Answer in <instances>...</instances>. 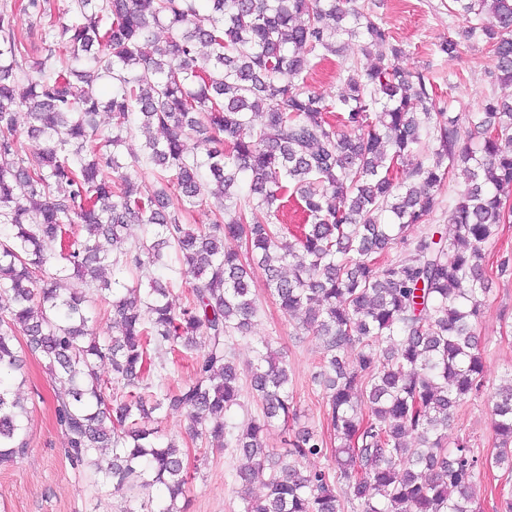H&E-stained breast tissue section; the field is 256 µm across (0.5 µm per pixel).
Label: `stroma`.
Listing matches in <instances>:
<instances>
[{"label": "stroma", "mask_w": 512, "mask_h": 512, "mask_svg": "<svg viewBox=\"0 0 512 512\" xmlns=\"http://www.w3.org/2000/svg\"><path fill=\"white\" fill-rule=\"evenodd\" d=\"M367 3L405 48L396 66L404 70L430 67L439 100L452 109L472 111L486 96L512 95V85L490 81L491 54L484 44L464 40L467 23L449 13L450 0ZM450 33L461 38L460 51L453 56L439 55L436 44ZM360 57L353 44L340 55L313 63L307 74L308 87L326 99H335L342 78ZM505 260L512 261V222L500 225L487 255L491 291L477 330L485 348V387L480 396L464 402L448 431L449 438H468L484 460L496 451L489 397L512 372V269L501 272L500 264ZM253 281L260 312L251 335L239 339L235 347L240 383H249L247 373L256 341L270 340L278 357L288 365L302 423L321 427L324 401L313 381L319 370L321 343L300 331L301 316L282 313L265 285L262 270H255ZM24 379L20 392L29 407V447L14 464L0 467V512H136L140 499L103 481L89 464H78L70 458L66 438L55 418V386L38 358L28 357ZM157 426L163 435L175 437L189 454L188 491L180 501L183 512H239L244 495L263 494L261 482L248 488L236 483L233 470L237 460L232 451L193 438L184 416L167 415L158 420Z\"/></svg>", "instance_id": "1"}]
</instances>
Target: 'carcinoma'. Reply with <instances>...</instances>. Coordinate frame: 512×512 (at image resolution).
Here are the masks:
<instances>
[{
    "label": "carcinoma",
    "mask_w": 512,
    "mask_h": 512,
    "mask_svg": "<svg viewBox=\"0 0 512 512\" xmlns=\"http://www.w3.org/2000/svg\"><path fill=\"white\" fill-rule=\"evenodd\" d=\"M452 4L469 19L467 37L489 46L491 78L512 84V0ZM18 8L39 25L23 36L0 9V374L21 371L28 355L43 362L70 456L117 488L163 487L157 508L141 512H180L187 462L175 440L145 426L159 411L230 445L242 485L266 470V432L298 419L288 369L268 342L255 347L250 370L261 414L239 426L224 420L241 406L235 340L259 312L256 265L280 309L304 313L303 329L322 337L336 445L315 429L293 430L288 462L241 512H480L484 462L465 437L448 445V427L483 388L476 325L489 292L487 245L512 195V153L500 147L512 141V98L451 111L430 68L394 65L405 48L357 0H72L71 22L49 0ZM37 34L44 53L34 58L26 42ZM343 39L362 42L367 63L353 65L328 101L305 73ZM99 79L112 83L106 101ZM102 111L110 134L98 129ZM136 132L141 153L125 160L116 147ZM26 138L45 146L29 156ZM145 165L161 184L153 193L132 178ZM404 167L410 183L394 174ZM457 168L466 188L448 196V236L430 217ZM289 191L306 218L292 241L280 223ZM208 198L233 217L185 224L184 213ZM135 224L155 234L112 256L103 250ZM226 239L244 253L225 249ZM399 246L403 257L380 260ZM178 263L194 276L180 309L169 302L172 280L158 275ZM107 266L137 273L148 288H111ZM72 274L111 300L116 335L96 336L87 297L65 288ZM199 332L208 345L193 378L139 393L152 355L188 350ZM106 363L127 389L113 408L99 374ZM491 412L489 464L512 476V374ZM27 414L0 379V466L25 454ZM328 454L323 468L299 466Z\"/></svg>",
    "instance_id": "carcinoma-1"
}]
</instances>
